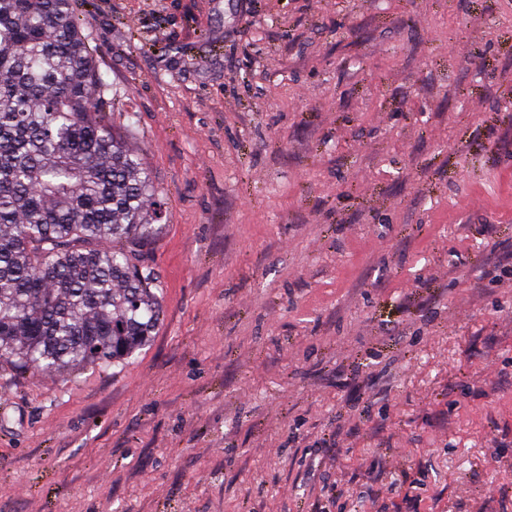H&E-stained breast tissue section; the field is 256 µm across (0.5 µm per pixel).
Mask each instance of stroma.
Returning a JSON list of instances; mask_svg holds the SVG:
<instances>
[{
    "mask_svg": "<svg viewBox=\"0 0 512 512\" xmlns=\"http://www.w3.org/2000/svg\"><path fill=\"white\" fill-rule=\"evenodd\" d=\"M85 9L164 314L0 371V512H512V0Z\"/></svg>",
    "mask_w": 512,
    "mask_h": 512,
    "instance_id": "obj_1",
    "label": "stroma"
}]
</instances>
